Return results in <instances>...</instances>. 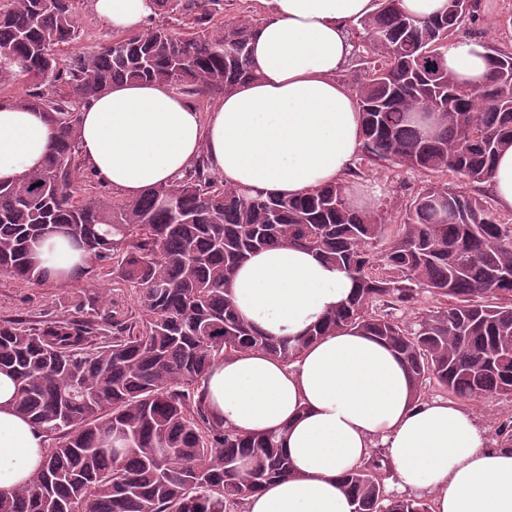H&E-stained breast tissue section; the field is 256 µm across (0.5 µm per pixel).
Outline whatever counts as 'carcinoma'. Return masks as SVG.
Wrapping results in <instances>:
<instances>
[{"label":"carcinoma","mask_w":512,"mask_h":512,"mask_svg":"<svg viewBox=\"0 0 512 512\" xmlns=\"http://www.w3.org/2000/svg\"><path fill=\"white\" fill-rule=\"evenodd\" d=\"M50 2L0 0V87L23 79L14 101L55 129L42 170L0 183V274L48 282L36 249L59 231L81 252L68 279L110 264L138 313L85 293L73 314L0 322L15 409L58 439L31 482L0 497V512H242L247 496L291 475L290 462L281 433L249 435L213 417L204 374L251 350L289 364L342 329L388 346L419 391L432 382L467 402L512 400V224L488 202L495 158L512 147V52L487 44L491 70L475 87L445 59L450 42L470 35L480 0H447L428 17L378 0L353 25L361 159L456 179L411 197L396 225L381 204L354 207L343 181L293 197L253 194L220 181L204 154L138 199L98 191L76 156L86 103L132 80L174 84L198 101L225 94L256 77V25L210 26L222 0H154L157 22L63 70L56 50L77 43L83 0ZM178 11L193 16V33L168 28ZM471 184L483 197L463 191ZM280 245L345 269L354 288L306 331L274 339L239 314L230 284L253 252ZM423 292L444 306L409 328L393 310ZM390 469L376 449L343 475L352 512H430L423 498L388 490Z\"/></svg>","instance_id":"cac0c4a2"}]
</instances>
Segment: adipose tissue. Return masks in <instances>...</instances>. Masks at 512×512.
<instances>
[{"mask_svg":"<svg viewBox=\"0 0 512 512\" xmlns=\"http://www.w3.org/2000/svg\"><path fill=\"white\" fill-rule=\"evenodd\" d=\"M253 38L256 77L202 116L175 86H110L80 116L81 161L130 199L174 184L199 154L232 187L294 196L342 179L362 144V114L338 79L349 29L375 0H269ZM122 30L142 29L152 0H91ZM484 40L449 45V72L482 83ZM54 128L43 112L0 101V181L42 168ZM346 272L302 249L254 253L234 273L239 313L271 336H293L351 294ZM223 426L284 434L293 473L246 500V512H350L345 471L381 446L399 489L433 496V512H512V446L491 443L475 416L444 400L417 399L405 365L389 348L346 329L320 337L292 364L249 351L215 360L201 381ZM12 378L0 373V495L44 465L47 434L14 409Z\"/></svg>","mask_w":512,"mask_h":512,"instance_id":"adipose-tissue-1","label":"adipose tissue"}]
</instances>
